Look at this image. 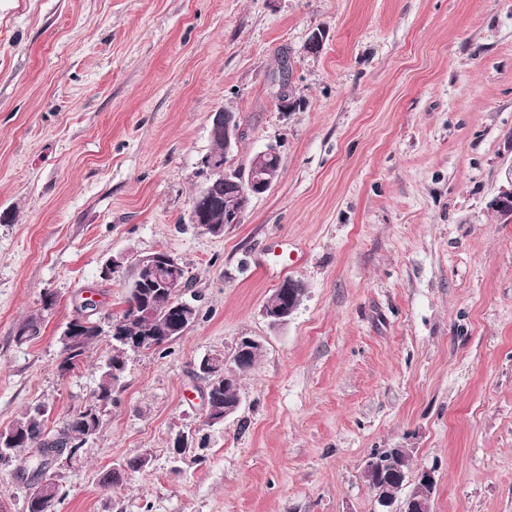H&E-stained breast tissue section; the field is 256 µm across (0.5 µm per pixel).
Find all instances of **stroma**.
Returning a JSON list of instances; mask_svg holds the SVG:
<instances>
[{
	"label": "stroma",
	"instance_id": "1",
	"mask_svg": "<svg viewBox=\"0 0 512 512\" xmlns=\"http://www.w3.org/2000/svg\"><path fill=\"white\" fill-rule=\"evenodd\" d=\"M285 47L294 112L271 93ZM221 109L230 166L273 143L281 169L212 236L188 214ZM511 167L512 0H0V429L41 404L52 435L93 402L112 338L64 379L60 336L86 297L121 314L165 251L199 318L128 352L99 433L49 467L58 512H378L385 448L434 469L432 512H512V221L488 206ZM288 278L306 292L274 328ZM244 336L241 406L206 424L196 367ZM29 491L0 465V512Z\"/></svg>",
	"mask_w": 512,
	"mask_h": 512
}]
</instances>
